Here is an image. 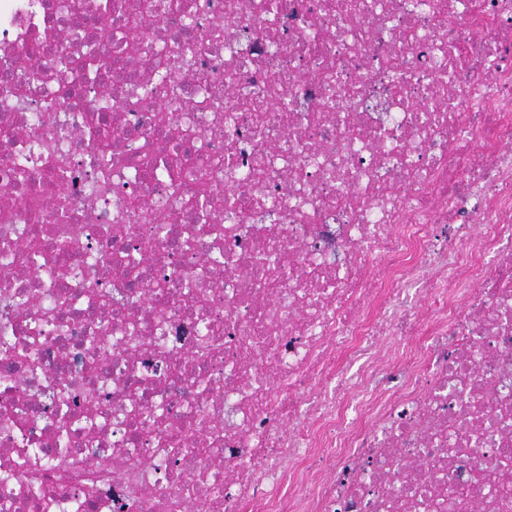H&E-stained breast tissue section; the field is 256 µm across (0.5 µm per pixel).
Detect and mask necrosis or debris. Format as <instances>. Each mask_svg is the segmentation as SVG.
Returning <instances> with one entry per match:
<instances>
[{"label":"necrosis or debris","mask_w":512,"mask_h":512,"mask_svg":"<svg viewBox=\"0 0 512 512\" xmlns=\"http://www.w3.org/2000/svg\"><path fill=\"white\" fill-rule=\"evenodd\" d=\"M96 2L0 0V512H512V0Z\"/></svg>","instance_id":"necrosis-or-debris-1"}]
</instances>
